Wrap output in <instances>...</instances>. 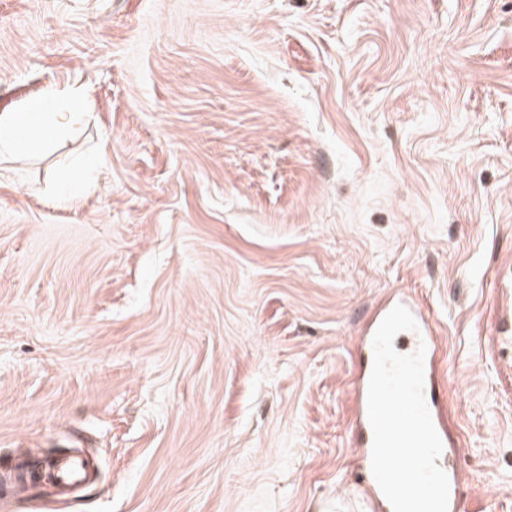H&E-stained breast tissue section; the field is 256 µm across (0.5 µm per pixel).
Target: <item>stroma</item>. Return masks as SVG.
<instances>
[{"mask_svg":"<svg viewBox=\"0 0 512 512\" xmlns=\"http://www.w3.org/2000/svg\"><path fill=\"white\" fill-rule=\"evenodd\" d=\"M73 86L89 122L0 157V512H370L351 390L394 291L465 512H512V0H0V113ZM65 451L93 481L17 507L8 458ZM497 300L491 320L490 337L498 340L503 336L512 340V268L505 263L496 275ZM397 304L404 305L410 311L417 324V330L399 333L397 336H407L410 341L404 349H398L395 346L394 348L400 353L411 354L418 349L420 343H423L425 346L424 398L443 447L436 464L440 465L449 479L448 512H459L461 510L460 478L453 466L446 468L442 461L446 454L448 459L458 457L461 453V448H457L456 443L450 438L448 409L438 394L435 385L439 376L437 324L434 320L430 319L417 302L406 296L403 292L398 291L387 296L384 304L374 314L366 329V338L364 339L366 364L361 377L353 389L355 401L354 428L358 429V437L354 446L359 448L366 473L363 494L373 503L374 510L393 512L391 504L382 494L371 473L373 434L367 414V392L373 364V335L386 314Z\"/></svg>","mask_w":512,"mask_h":512,"instance_id":"obj_1","label":"stroma"}]
</instances>
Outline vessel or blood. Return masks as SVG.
Masks as SVG:
<instances>
[{
  "mask_svg": "<svg viewBox=\"0 0 512 512\" xmlns=\"http://www.w3.org/2000/svg\"><path fill=\"white\" fill-rule=\"evenodd\" d=\"M497 300L494 316L491 320L492 339L507 336L512 338V266L503 265L496 275ZM404 305L417 324L415 331L409 332L408 352L424 349V398L433 425L442 441V451L451 457L459 456L460 450L449 435L448 409L436 390L435 382L439 376L438 329L434 320L413 299L401 292L390 293L384 304L372 317L365 335L373 337L379 324L395 305ZM370 375L362 373L353 389L355 401L354 427L358 431L355 442L363 461H370L373 434L367 414V392ZM54 476L62 489L83 484L88 479L84 463L76 458L67 457L54 465Z\"/></svg>",
  "mask_w": 512,
  "mask_h": 512,
  "instance_id": "1",
  "label": "vessel or blood"
}]
</instances>
